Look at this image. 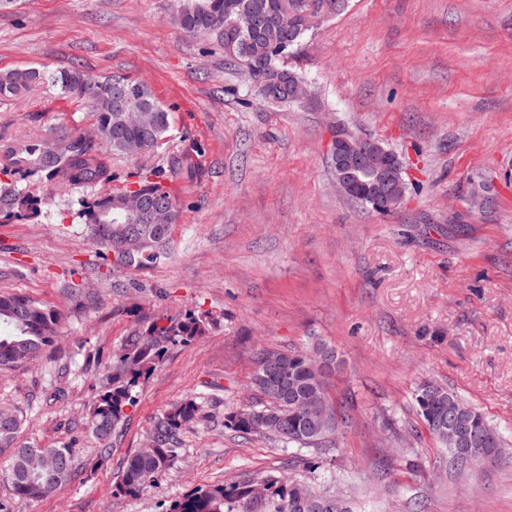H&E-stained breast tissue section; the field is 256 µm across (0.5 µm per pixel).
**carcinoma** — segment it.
Listing matches in <instances>:
<instances>
[{
  "mask_svg": "<svg viewBox=\"0 0 512 512\" xmlns=\"http://www.w3.org/2000/svg\"><path fill=\"white\" fill-rule=\"evenodd\" d=\"M301 0H179L177 24L186 33L204 35L224 50L230 61L248 66L252 76L268 74L270 83L259 85L260 95L274 102L294 100L301 79L288 69V57L301 45L315 24L314 14L296 8ZM243 12L256 14L262 23L255 29H239L235 23ZM46 85L61 99L86 100L92 104L94 135L60 134L24 144L1 145L0 172L12 176L0 181V223L39 221L47 216L45 198L30 191L27 180L38 176L67 191L100 188L96 195L81 194L73 202L80 206L92 241L109 250L130 244L128 265L147 268L164 256V248L176 222V196L169 183L190 178L191 166L178 157L169 169L140 176L130 185L110 189L115 175L112 156H136L167 140L171 129L169 113L144 83L126 78H99L88 72L51 70L47 67L0 70V101L22 102L36 87ZM138 193L147 200L163 203L147 218L137 221L127 210V198ZM60 314L46 303L25 294H0V369H8L40 355L57 337ZM202 316L163 323L153 321L142 328L125 351L113 361L112 371L99 398L89 411L92 434L102 443L101 452L111 454L112 434L135 404L134 388L140 378L159 362L170 344L187 343L208 330ZM336 351L324 343L300 350H268L261 354L251 384L264 402L227 414L224 426L240 437L275 438L298 449L314 448L335 435L348 415L333 410L329 403L327 376L320 372L319 359ZM324 401L322 415L310 417L300 406L312 393ZM421 421L436 444L445 449L456 469L470 464L458 457V446L441 430L442 418L453 412L467 425L473 447L484 448L501 460L504 440L487 417L447 390L430 383L415 391ZM197 398H186L164 411L154 422L151 450H139L123 462L118 489L133 492L150 482L176 455L178 436L202 420ZM23 413L0 405V452L10 448L14 495L19 499H41L55 494L73 477L72 448L67 445L41 448L16 443ZM265 494L254 492V484L212 486L177 502L170 512H309L301 507L298 490L317 502L315 512H354L351 502L327 490L318 491L294 480L268 477L262 481Z\"/></svg>",
  "mask_w": 512,
  "mask_h": 512,
  "instance_id": "1",
  "label": "carcinoma"
}]
</instances>
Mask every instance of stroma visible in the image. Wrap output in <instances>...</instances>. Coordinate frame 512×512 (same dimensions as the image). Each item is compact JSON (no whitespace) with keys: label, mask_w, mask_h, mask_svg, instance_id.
Returning <instances> with one entry per match:
<instances>
[{"label":"stroma","mask_w":512,"mask_h":512,"mask_svg":"<svg viewBox=\"0 0 512 512\" xmlns=\"http://www.w3.org/2000/svg\"><path fill=\"white\" fill-rule=\"evenodd\" d=\"M177 0H13L0 7V69L45 65L148 85L169 138L127 176L187 159L169 255L115 264L55 195L46 218L0 223V292L55 306L59 335L36 361L0 370V402L26 418L17 441L73 448L74 480L16 498L9 512H168L215 484L285 477L366 512H512V0H349L308 32L288 67L293 103L263 102L244 66L178 28ZM88 109L36 90L0 104V140L88 132ZM399 153L418 191L378 215L339 194L328 143L337 126ZM493 198L473 208L475 183ZM209 315V332L168 347L100 454L90 408L113 358L152 321ZM333 346L329 378L348 425L327 448L239 438L224 416L259 402L263 350ZM447 388L502 433L506 459L457 473L417 414L421 382ZM198 396L204 418L178 455L134 493L115 485L155 419Z\"/></svg>","instance_id":"35a3bbf8"}]
</instances>
